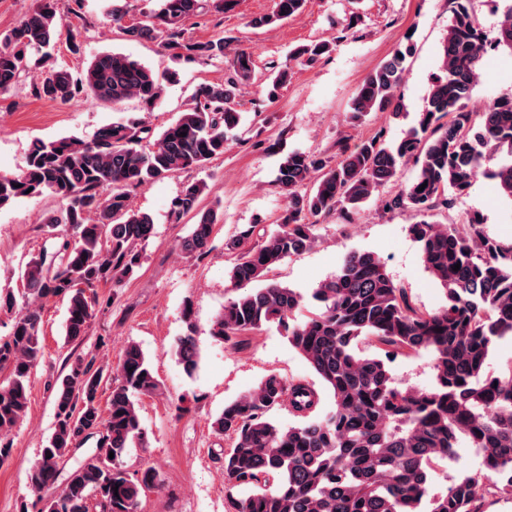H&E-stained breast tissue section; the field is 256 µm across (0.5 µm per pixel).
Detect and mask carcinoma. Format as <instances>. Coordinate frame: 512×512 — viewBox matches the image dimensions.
Returning <instances> with one entry per match:
<instances>
[{"mask_svg": "<svg viewBox=\"0 0 512 512\" xmlns=\"http://www.w3.org/2000/svg\"><path fill=\"white\" fill-rule=\"evenodd\" d=\"M235 2L157 0L152 22L129 25L123 8L114 5L111 17L127 40H158L174 60L218 59L230 40L192 42L185 37L184 23L222 13ZM452 3L439 74L417 126L392 143L375 136L335 163L305 152L288 154L277 174L288 195L279 229L240 252L230 269L234 286L261 287L225 302L212 335L230 339L265 325L281 327L333 398L332 409L323 412L321 397L309 384L270 374L224 404L213 428L232 439L224 450V480L234 512H482L486 495H512V364L498 376L486 375L496 343L512 339V243L490 236L478 216L466 224L426 220L438 206L452 208L480 174L512 200V94L490 100L479 112L469 109L487 49L512 51V0L493 43L485 39L469 0ZM304 4L278 0L275 12L253 18L252 24L270 27ZM65 28L57 0H38L17 26L0 33V92L43 67L45 76L31 84L37 98L61 104L81 96L114 104L136 99L150 112L165 91L164 82L177 80L175 70L161 79L114 51L96 55L75 76L56 55ZM331 48L327 41L300 45L290 59L312 63ZM411 53L409 44L364 79L351 104V120L367 112L397 116L404 110L397 89ZM232 70L234 76L222 83L199 85L190 107L150 148L143 145L149 127L114 122L88 142L75 137L38 141L20 173L0 176V208L49 193L60 209L43 224L62 228L66 237L58 263L35 256L22 270L23 290L0 291V310H18L10 334L0 338V370L8 371L7 382H0V466L10 459L9 434L26 413L30 377L41 357V314L35 301L68 297L65 340H82L96 304L85 291L109 281L114 288L121 286L139 267L138 245L154 230L148 214L133 210L131 193L224 155L229 134L241 126L235 99L255 75L252 55L234 51ZM289 76L284 68L269 77L268 99H276ZM410 161L418 167L416 177L387 196L384 206L420 217L409 232L420 244L424 268L442 286L445 303L433 311L415 307L378 256L352 251L336 274L316 288L318 311L298 318L303 296L269 279V273L312 245L316 219L339 209L359 211ZM205 189L204 182L188 180L171 203L175 220L192 212L197 217L181 242L189 255L205 251L217 218L212 208L198 209ZM457 263L460 269L452 270ZM195 333L188 320L175 343L188 374L200 358ZM362 340L376 353L356 352ZM422 351L433 355L435 385L428 390L401 386L388 363ZM104 379L94 360L78 358L57 387L52 434L28 472L29 488L42 503L40 512H139L141 490L157 480L151 467L136 480L123 467L126 449L144 438L139 398L159 388L139 345L131 343L123 351L105 415L100 407ZM285 402L300 421L283 428L266 414ZM93 434L99 440L91 455L67 473L56 496L41 497L58 482L64 458ZM463 443L481 456L482 472L456 480L439 496L430 495V472ZM235 489L241 490L237 497Z\"/></svg>", "mask_w": 512, "mask_h": 512, "instance_id": "cac0c4a2", "label": "carcinoma"}]
</instances>
